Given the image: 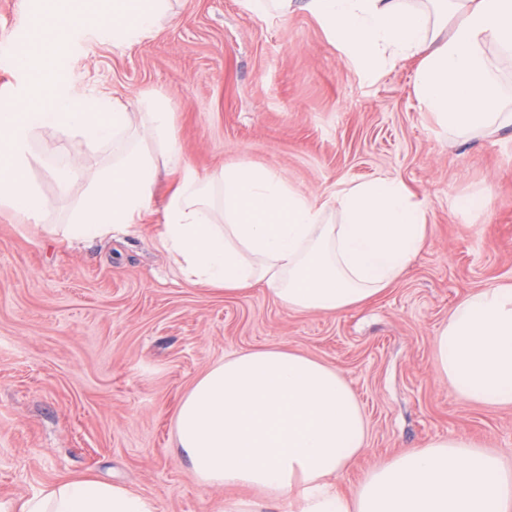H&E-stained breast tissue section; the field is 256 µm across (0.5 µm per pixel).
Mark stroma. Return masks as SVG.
Wrapping results in <instances>:
<instances>
[{
	"instance_id": "35a3bbf8",
	"label": "stroma",
	"mask_w": 512,
	"mask_h": 512,
	"mask_svg": "<svg viewBox=\"0 0 512 512\" xmlns=\"http://www.w3.org/2000/svg\"><path fill=\"white\" fill-rule=\"evenodd\" d=\"M140 43L75 31L62 70L71 95L138 106L168 99L187 163L249 162L293 188L328 194L391 177L423 200L427 239L405 276L364 307L291 311L261 288L239 295L186 283L160 244L161 174L142 223L71 241L62 229L83 180L58 190L68 159L112 161L77 137L40 131L30 172L52 210L21 222L0 205V503L90 474L152 498L157 512H217L245 488L199 486L173 448V416L224 356L284 345L336 368L357 395L366 447L336 478L351 495L408 448L464 437L512 465V405L466 402L433 370L434 336L473 290L512 282V128L450 145L421 112L417 59L378 78L353 71L307 12L267 21L241 0H174Z\"/></svg>"
}]
</instances>
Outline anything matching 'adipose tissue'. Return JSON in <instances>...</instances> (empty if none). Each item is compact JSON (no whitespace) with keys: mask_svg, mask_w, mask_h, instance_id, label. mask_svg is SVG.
Masks as SVG:
<instances>
[{"mask_svg":"<svg viewBox=\"0 0 512 512\" xmlns=\"http://www.w3.org/2000/svg\"><path fill=\"white\" fill-rule=\"evenodd\" d=\"M448 12L406 0H241L262 19L296 8L313 16L365 75L416 56L415 94L451 140L512 126V99L494 59L512 61V0H447ZM171 0H37L26 42L14 49L31 72L11 111L0 112V204L41 222L52 204L30 182L34 142L46 128L112 150L109 166L71 161L59 181L88 191L66 235L126 231L148 212L159 170L176 185L162 206V245L192 285L245 293L262 285L290 310L340 314L383 294L426 242V210L396 179L348 183L331 195L294 190L275 171L249 163L201 174L177 145L168 101L130 111L105 97H71L58 58L70 28L134 44L171 21ZM434 368L468 402L512 404V283L482 289L451 308L434 338ZM367 425L345 379L306 354L274 346L211 366L175 413L173 445L207 488L245 486L256 497L224 512H512V472L498 456L449 438L409 448L370 471L356 494L332 480L365 446ZM0 512H156L127 487L83 476L42 486Z\"/></svg>","mask_w":512,"mask_h":512,"instance_id":"adipose-tissue-1","label":"adipose tissue"}]
</instances>
